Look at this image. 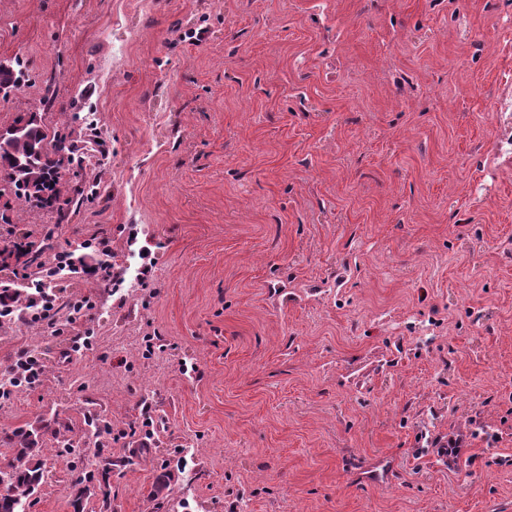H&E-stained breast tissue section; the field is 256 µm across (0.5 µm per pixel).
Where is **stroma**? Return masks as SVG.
Listing matches in <instances>:
<instances>
[{
    "label": "stroma",
    "instance_id": "35a3bbf8",
    "mask_svg": "<svg viewBox=\"0 0 512 512\" xmlns=\"http://www.w3.org/2000/svg\"><path fill=\"white\" fill-rule=\"evenodd\" d=\"M17 60L0 128L107 155L65 175L80 208H15L0 245L52 224L54 252L144 273L55 279L63 335L0 323V374L43 364L0 432L54 417L79 458L46 445L28 512H512V170L488 156L512 0H0Z\"/></svg>",
    "mask_w": 512,
    "mask_h": 512
}]
</instances>
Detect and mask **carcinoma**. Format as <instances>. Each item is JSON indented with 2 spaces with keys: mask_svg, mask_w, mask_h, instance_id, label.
Wrapping results in <instances>:
<instances>
[{
  "mask_svg": "<svg viewBox=\"0 0 512 512\" xmlns=\"http://www.w3.org/2000/svg\"><path fill=\"white\" fill-rule=\"evenodd\" d=\"M27 81L28 75L19 62L14 67L0 69V91L17 90ZM14 125L24 126V131L14 135L7 147L0 148V171L22 203L56 204L64 187V171L74 164H82L80 147L65 135L48 134L33 118L20 117ZM52 236L50 229L40 245L24 239L12 241L0 247V254L14 256L27 268H41L43 252L50 248ZM2 302L22 311L28 308L32 298L24 290L10 286L0 288ZM48 435L58 444L65 442V436L44 419L0 434V440L11 445L16 459V463L0 469V512H25L26 505L41 488L46 477L42 445Z\"/></svg>",
  "mask_w": 512,
  "mask_h": 512,
  "instance_id": "carcinoma-1",
  "label": "carcinoma"
}]
</instances>
